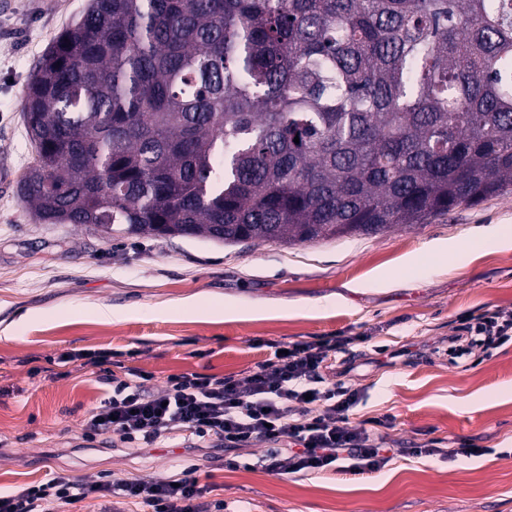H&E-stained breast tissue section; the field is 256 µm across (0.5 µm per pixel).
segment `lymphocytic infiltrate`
I'll list each match as a JSON object with an SVG mask.
<instances>
[{
  "instance_id": "obj_1",
  "label": "lymphocytic infiltrate",
  "mask_w": 512,
  "mask_h": 512,
  "mask_svg": "<svg viewBox=\"0 0 512 512\" xmlns=\"http://www.w3.org/2000/svg\"><path fill=\"white\" fill-rule=\"evenodd\" d=\"M476 347L484 354L512 342V315L493 312L471 328ZM348 336L282 344L267 342L269 357L242 379L182 374L166 388L148 394L140 381L143 370L132 368L127 378L109 376L112 394L93 408L83 437L113 431L134 448H150L176 430L189 431L210 447L228 451L227 467H236L230 453L256 442L273 443L268 468L279 475L320 474L351 460L355 474L376 472L399 457L425 455V448L385 447L383 421L353 426L350 411L359 403L358 390L346 387L344 375L357 367L355 359L341 362L339 382L322 386L320 371L334 346L351 344ZM209 491L195 469L184 470L177 481L133 478L85 481L57 473L46 481L14 494H0V512H61L89 498L134 500L152 512H224L223 500L200 506Z\"/></svg>"
}]
</instances>
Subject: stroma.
Here are the masks:
<instances>
[{
	"label": "stroma",
	"mask_w": 512,
	"mask_h": 512,
	"mask_svg": "<svg viewBox=\"0 0 512 512\" xmlns=\"http://www.w3.org/2000/svg\"><path fill=\"white\" fill-rule=\"evenodd\" d=\"M88 0H0V492L14 493L63 472L93 481L166 480L197 466L206 501L224 512H512V342L483 356L457 355L448 337L463 319L512 313V246L482 248L465 261L443 256L432 269L406 266L433 240L461 241L481 228L512 231V186L413 228L286 245H224L205 238H103L94 228L36 222L16 187L33 160L22 124L24 92L54 37ZM396 280L375 287L377 275ZM192 298L194 313L177 310ZM112 317L95 316L99 306ZM333 336L356 342L336 357L365 358L348 381L361 394L350 424L388 419L391 448L465 440L481 457L397 459L378 472L276 475L269 443L199 456L179 431L128 454L119 434L81 439L90 410L112 392L98 368L65 352H100L109 371L139 368L156 393L184 373L242 378L267 357L258 341ZM425 357L390 362V351Z\"/></svg>",
	"instance_id": "stroma-1"
}]
</instances>
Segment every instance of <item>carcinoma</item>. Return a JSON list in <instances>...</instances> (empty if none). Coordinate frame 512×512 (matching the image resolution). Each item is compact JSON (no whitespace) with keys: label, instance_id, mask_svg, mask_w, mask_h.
Listing matches in <instances>:
<instances>
[{"label":"carcinoma","instance_id":"obj_1","mask_svg":"<svg viewBox=\"0 0 512 512\" xmlns=\"http://www.w3.org/2000/svg\"><path fill=\"white\" fill-rule=\"evenodd\" d=\"M23 121L43 224L226 245L410 228L512 186V0H89Z\"/></svg>","mask_w":512,"mask_h":512}]
</instances>
